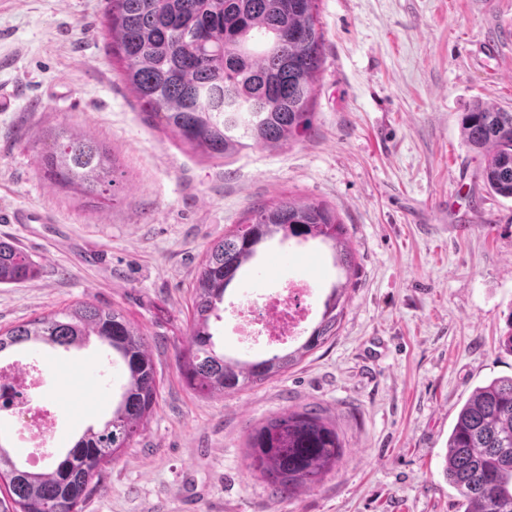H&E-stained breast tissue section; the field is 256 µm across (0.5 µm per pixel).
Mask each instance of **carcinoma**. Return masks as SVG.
<instances>
[{
    "mask_svg": "<svg viewBox=\"0 0 512 512\" xmlns=\"http://www.w3.org/2000/svg\"><path fill=\"white\" fill-rule=\"evenodd\" d=\"M106 22L109 52L152 126L200 155L225 161L246 148L278 149L312 128L324 43L317 0H111ZM460 123L465 146L483 156L484 187L512 198V112L477 104ZM39 166L49 185L72 188L100 207L119 190L106 148L71 126L45 144ZM275 238L325 247L336 269L348 271L354 263L336 211L289 197L259 207L210 245L177 352L181 379L202 396L224 397L276 379L336 338L343 315L337 308L347 290L339 279L330 284L320 321L296 349L252 360L217 350L228 287ZM39 274L28 253L0 240V285L32 282ZM93 337L112 350L110 364L123 370L111 417L97 429L87 427L39 470L28 469L0 434V488L14 512H53L57 506L82 512L93 480L148 425L159 379L149 337L113 307L78 302L0 330V358L16 347L80 349ZM246 448L249 471L290 501L336 468L343 445L332 422L305 408L252 427ZM443 474L464 512H512V377L476 387L462 405Z\"/></svg>",
    "mask_w": 512,
    "mask_h": 512,
    "instance_id": "carcinoma-1",
    "label": "carcinoma"
}]
</instances>
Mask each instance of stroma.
Wrapping results in <instances>:
<instances>
[{"label": "stroma", "instance_id": "obj_1", "mask_svg": "<svg viewBox=\"0 0 512 512\" xmlns=\"http://www.w3.org/2000/svg\"><path fill=\"white\" fill-rule=\"evenodd\" d=\"M109 0H0V239L40 266L0 287V328L77 303L112 306L149 336L160 378L146 429L97 480L83 512H458L443 452L476 386L512 376V200L486 192L461 112L512 111V0H319L325 34L313 128L276 153L225 161L149 125L107 49ZM83 130L122 174L99 208L50 187L42 143ZM334 208L356 273L336 338L283 376L226 397L183 385L175 347L207 247L285 196ZM32 212L15 224L13 212ZM468 225L459 233V225ZM285 266L244 273L225 299L322 279L311 243H272ZM98 340L55 350L38 390L64 448L110 410L121 377ZM317 405L344 445L290 502L246 467L250 427Z\"/></svg>", "mask_w": 512, "mask_h": 512}]
</instances>
